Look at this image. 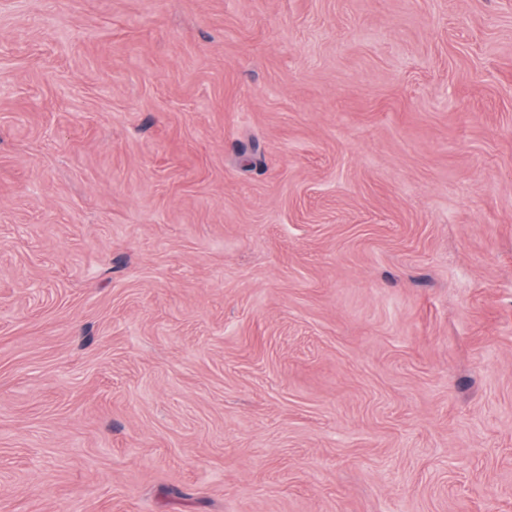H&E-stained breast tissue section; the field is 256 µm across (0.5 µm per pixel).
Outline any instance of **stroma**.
Returning <instances> with one entry per match:
<instances>
[{
  "label": "stroma",
  "mask_w": 512,
  "mask_h": 512,
  "mask_svg": "<svg viewBox=\"0 0 512 512\" xmlns=\"http://www.w3.org/2000/svg\"><path fill=\"white\" fill-rule=\"evenodd\" d=\"M0 512H512V0H0Z\"/></svg>",
  "instance_id": "35a3bbf8"
}]
</instances>
